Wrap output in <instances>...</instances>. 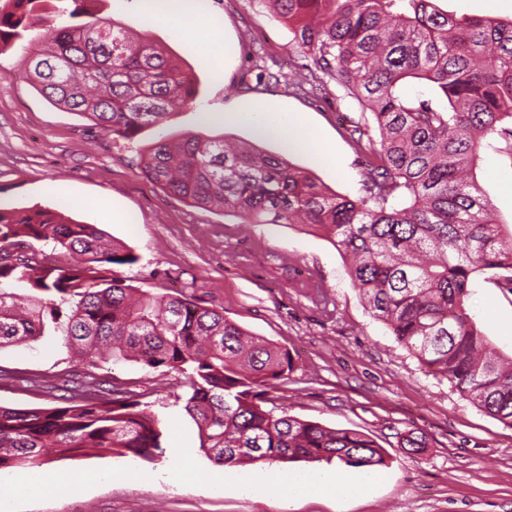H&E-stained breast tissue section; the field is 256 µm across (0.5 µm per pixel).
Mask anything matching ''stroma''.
<instances>
[{"label":"stroma","instance_id":"1","mask_svg":"<svg viewBox=\"0 0 512 512\" xmlns=\"http://www.w3.org/2000/svg\"><path fill=\"white\" fill-rule=\"evenodd\" d=\"M458 16L512 19V0H434ZM209 25L222 31L223 74L200 52L207 33L177 37L163 23H149L141 0H89L98 17L119 21L134 35L162 45L198 90L193 107L168 116L163 125L127 140L92 121L55 106L27 76L28 57L42 27L0 50V206L43 207L74 221L99 225L126 246L135 263L117 267L127 284L152 293H183L217 309L246 332L287 349L293 369L281 394L290 415L371 435L386 450L387 467L367 474L346 469V482L321 498H302L282 508L281 488L249 492L244 477L265 463L223 467L199 448L198 429L185 412L182 377L148 371L138 363L76 365L53 332L33 342L0 349V404L50 408L60 390L42 388L75 373H90L104 385L134 391L163 421L164 457L147 462L115 454L51 458L49 468L88 482L71 496L45 485L21 492L14 512H512V428L462 399L450 384L421 369L374 319L352 287L342 256L325 235L302 224H244L216 207H199L168 195L143 174L139 161L160 137L222 136L310 169L331 190L357 197L362 159L346 138L343 121L358 116L355 100L337 85L320 96L297 88L308 75L306 61L292 49L286 23L263 0H186ZM260 100L270 108L297 112L331 142L349 176L338 179L317 162L315 147L285 152L271 137L257 136L243 122H223L224 112ZM213 114V121L201 118ZM478 177L499 221L512 225V157L494 148L482 155ZM55 192H46V185ZM72 197L104 200L105 208L74 207ZM129 215L115 223L111 211ZM481 330L505 354L512 335V298L476 276L466 302ZM425 434L428 446L414 453L397 447V433ZM195 468L194 483L174 487L167 479L180 459ZM132 467L157 474L142 485L108 480L107 472ZM224 483L209 485L216 475Z\"/></svg>","mask_w":512,"mask_h":512}]
</instances>
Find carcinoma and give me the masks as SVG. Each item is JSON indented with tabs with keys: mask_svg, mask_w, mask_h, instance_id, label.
<instances>
[{
	"mask_svg": "<svg viewBox=\"0 0 512 512\" xmlns=\"http://www.w3.org/2000/svg\"><path fill=\"white\" fill-rule=\"evenodd\" d=\"M0 43L41 23L29 57L36 89L102 131L133 139L195 102L197 89L166 49L134 40L117 22L84 16L85 0H7ZM309 58L311 90L335 81L357 101L345 128L368 158L360 194H338L282 155L232 147L224 137L156 142L145 176L197 206H220L244 224H306L349 261L352 287L372 316L433 376L512 427V356H503L467 312L476 274L512 294V229L494 218L476 169L488 139L512 156V21L456 18L432 0H262ZM408 79L445 100L411 97ZM51 246L63 266L38 259ZM137 257L109 245L96 224L50 209L0 208V348L51 329L81 360L135 361L184 376V409L200 449L219 465L336 462L376 470L385 450L369 435L289 414L278 382L289 351L247 334L187 296L139 291L109 276ZM38 292L24 296L14 285ZM51 408L0 405V472L39 467L49 455L164 454L159 416L88 374L69 379ZM420 452L426 436L397 434Z\"/></svg>",
	"mask_w": 512,
	"mask_h": 512,
	"instance_id": "obj_1",
	"label": "carcinoma"
}]
</instances>
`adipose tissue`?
I'll return each instance as SVG.
<instances>
[{
    "label": "adipose tissue",
    "instance_id": "obj_1",
    "mask_svg": "<svg viewBox=\"0 0 512 512\" xmlns=\"http://www.w3.org/2000/svg\"><path fill=\"white\" fill-rule=\"evenodd\" d=\"M145 8L150 20L172 23L174 33L182 37L206 26V21L201 14L171 7L169 0H147ZM224 118L228 121L248 122L257 135L278 138L288 149L307 142L317 143L316 157L318 161L337 170L342 167L335 149L323 142L318 130L295 113L270 110L255 104L236 112L225 113ZM344 479L345 475L339 468L321 480H313L305 476H291L271 469L253 484L252 490L258 493L266 485L275 484L282 488L285 501L290 502L303 495H328L336 483L344 481Z\"/></svg>",
    "mask_w": 512,
    "mask_h": 512
}]
</instances>
